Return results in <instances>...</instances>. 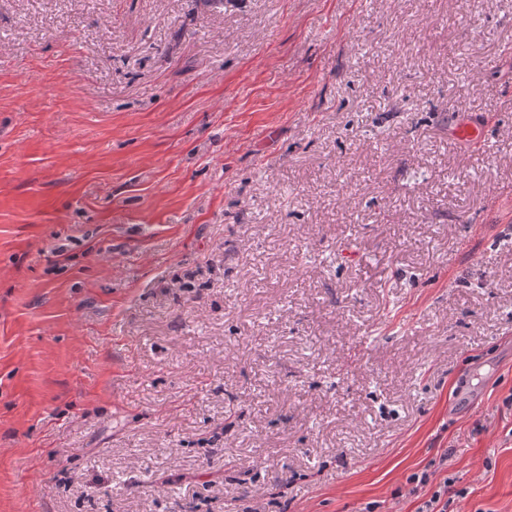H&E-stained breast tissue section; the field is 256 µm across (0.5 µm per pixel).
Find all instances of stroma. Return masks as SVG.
Masks as SVG:
<instances>
[{"mask_svg": "<svg viewBox=\"0 0 512 512\" xmlns=\"http://www.w3.org/2000/svg\"><path fill=\"white\" fill-rule=\"evenodd\" d=\"M422 472L512 512V0H0V512Z\"/></svg>", "mask_w": 512, "mask_h": 512, "instance_id": "obj_1", "label": "stroma"}]
</instances>
